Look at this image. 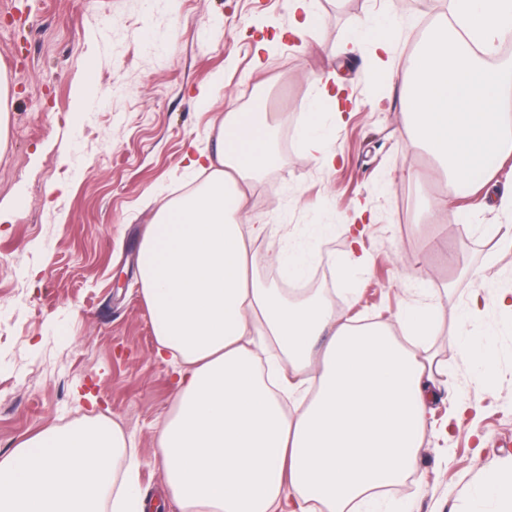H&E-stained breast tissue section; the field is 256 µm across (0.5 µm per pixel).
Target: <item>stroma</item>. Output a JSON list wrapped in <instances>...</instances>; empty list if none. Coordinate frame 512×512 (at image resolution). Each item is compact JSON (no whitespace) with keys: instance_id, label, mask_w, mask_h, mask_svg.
<instances>
[{"instance_id":"1","label":"stroma","mask_w":512,"mask_h":512,"mask_svg":"<svg viewBox=\"0 0 512 512\" xmlns=\"http://www.w3.org/2000/svg\"><path fill=\"white\" fill-rule=\"evenodd\" d=\"M316 40L287 35L288 0H0V69L14 106L0 154V455L47 426L118 421L136 442L140 483L160 496L156 435L170 414L176 366L154 355L137 255L158 205L205 172L184 158L227 109L263 93L278 115L277 165L254 186L244 223L260 224L255 273L279 283L273 251L312 253L337 315L354 324L394 323L447 288L442 328L428 345L448 366L428 418L416 470L388 505L411 512H498L462 498L486 472L512 471V318L495 305L512 285V250L489 227L498 212L482 194L457 197L468 218L441 223L427 209L447 193L441 172L408 150L402 79L437 0H313ZM395 13L400 21L384 75V101L368 77L370 43L352 28ZM269 52L256 54L260 39ZM92 70L96 88L84 92ZM342 85L344 124L328 170L307 154L299 130L319 93L317 76ZM210 89L205 104L194 96ZM414 179H406V172ZM372 222L367 266L352 284L347 224L354 203ZM485 309L473 327L495 350L499 379L476 390L474 356L454 331L473 289ZM471 405L462 421L449 416Z\"/></svg>"}]
</instances>
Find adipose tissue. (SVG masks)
I'll list each match as a JSON object with an SVG mask.
<instances>
[{
	"label": "adipose tissue",
	"mask_w": 512,
	"mask_h": 512,
	"mask_svg": "<svg viewBox=\"0 0 512 512\" xmlns=\"http://www.w3.org/2000/svg\"><path fill=\"white\" fill-rule=\"evenodd\" d=\"M512 0H448L413 54L407 146L445 172L453 194L487 186L512 160ZM301 140L323 167L336 154L322 78ZM266 98L225 112L214 147L191 166L208 178L165 202L139 252L156 354L179 365L157 444L181 512H361L417 465L431 385L444 375L419 349L448 291L424 289L395 325L357 326L309 290L292 296L251 275L262 228L244 225L246 192L278 160ZM472 294L458 333L481 358ZM132 439L116 422L48 427L0 456V512H146Z\"/></svg>",
	"instance_id": "obj_1"
}]
</instances>
